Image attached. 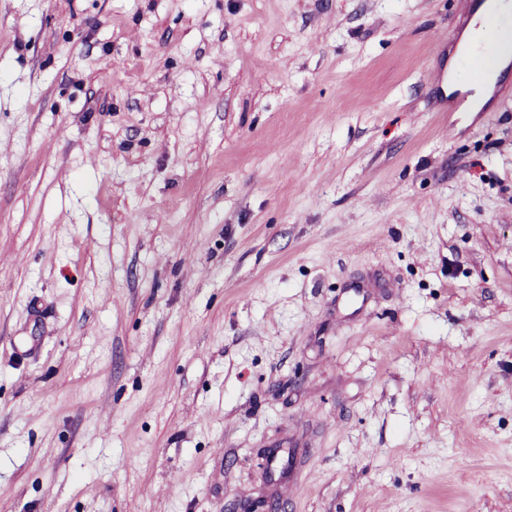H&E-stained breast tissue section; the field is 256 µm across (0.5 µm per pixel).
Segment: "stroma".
<instances>
[{
  "mask_svg": "<svg viewBox=\"0 0 512 512\" xmlns=\"http://www.w3.org/2000/svg\"><path fill=\"white\" fill-rule=\"evenodd\" d=\"M460 0H0V512H512V86ZM493 42L489 41L487 43L486 39L483 43V46L480 51H475L472 48L464 56V64L468 70V78L465 83L461 85L464 87H468L470 83L475 81H480L485 78L486 70L485 66L488 63L489 57L493 51ZM479 60V61H477ZM474 62H478L477 65H474ZM477 71V72H475Z\"/></svg>",
  "mask_w": 512,
  "mask_h": 512,
  "instance_id": "35a3bbf8",
  "label": "stroma"
}]
</instances>
